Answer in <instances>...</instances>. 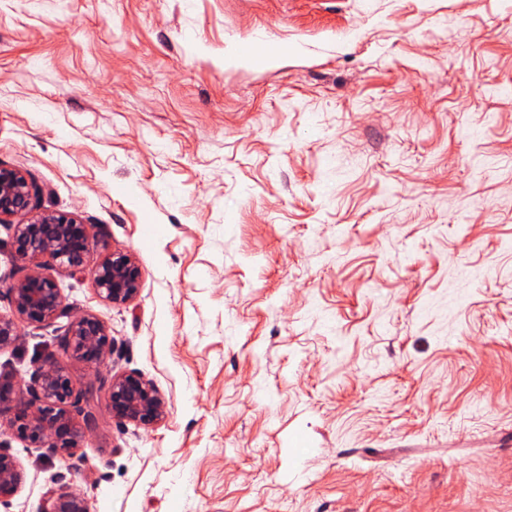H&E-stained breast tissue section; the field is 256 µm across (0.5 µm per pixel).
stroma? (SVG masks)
Masks as SVG:
<instances>
[{
  "label": "stroma",
  "mask_w": 512,
  "mask_h": 512,
  "mask_svg": "<svg viewBox=\"0 0 512 512\" xmlns=\"http://www.w3.org/2000/svg\"><path fill=\"white\" fill-rule=\"evenodd\" d=\"M257 31L287 55L225 60ZM2 97L0 163L141 288L52 270L99 369L0 350L96 414L69 463L0 426V512H512V0H0ZM132 371L157 427L106 408ZM91 275L97 294L113 305L131 303L141 285V272L135 260L119 249H112ZM106 406L113 419L144 429L159 425L168 414L163 394L152 381L137 372L112 374ZM21 474L14 458L0 450V503L9 502L17 493ZM89 503L81 496L50 492L42 512H89Z\"/></svg>",
  "instance_id": "1"
}]
</instances>
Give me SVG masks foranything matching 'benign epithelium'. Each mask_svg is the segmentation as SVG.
<instances>
[{"instance_id":"1","label":"benign epithelium","mask_w":512,"mask_h":512,"mask_svg":"<svg viewBox=\"0 0 512 512\" xmlns=\"http://www.w3.org/2000/svg\"><path fill=\"white\" fill-rule=\"evenodd\" d=\"M36 191L22 170L0 164V223L11 224L14 261L28 272L7 287L15 317H0V348L13 344L19 323L41 325L66 319L60 347L86 366L97 369L112 353L107 326L92 314L74 316L57 283L44 273L55 265L73 275L87 270L90 238L86 225L72 214L41 212ZM97 294L114 305H126L137 296L141 272L135 260L114 249L91 271ZM82 396L55 356H42L30 380L0 376V419L10 434L26 445L48 446L71 459L85 434L93 429L94 415L81 406ZM107 409L112 418L137 428L159 425L168 404L150 380L137 372L112 374L107 388ZM21 474L14 458L0 451V503L17 493ZM43 512H90L81 496L51 492Z\"/></svg>"}]
</instances>
